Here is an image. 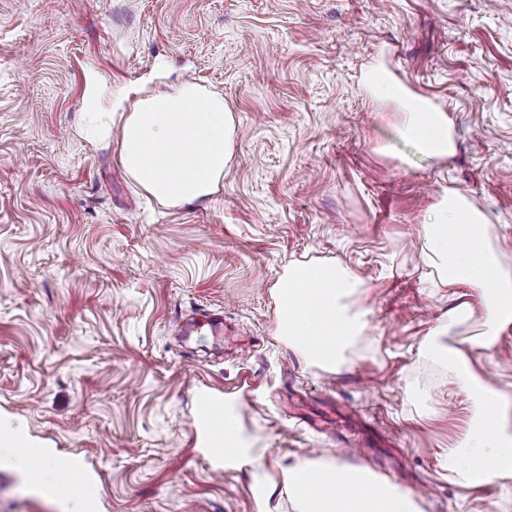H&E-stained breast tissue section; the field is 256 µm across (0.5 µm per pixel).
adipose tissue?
Segmentation results:
<instances>
[{"label":"adipose tissue","instance_id":"ef3b65f1","mask_svg":"<svg viewBox=\"0 0 512 512\" xmlns=\"http://www.w3.org/2000/svg\"><path fill=\"white\" fill-rule=\"evenodd\" d=\"M402 138L428 158L455 152L444 112H405ZM234 120L223 98L186 84L141 97L122 124L119 155L135 182L159 201L191 205L215 193L233 147ZM425 265L443 288H467L470 301L452 309L455 319L483 314L480 349L490 350L499 332L512 326V274L499 266L480 214L461 196L444 195L425 226ZM361 279L336 263L288 262L279 278L277 335L288 338L310 362L333 368L346 348L369 333L365 312L347 300ZM428 354L451 365L457 384L480 406L465 437L447 450L449 468L480 486L512 476V404L488 387L459 350L430 341ZM297 512H421L409 489L378 479L365 467L315 458L285 468Z\"/></svg>","mask_w":512,"mask_h":512}]
</instances>
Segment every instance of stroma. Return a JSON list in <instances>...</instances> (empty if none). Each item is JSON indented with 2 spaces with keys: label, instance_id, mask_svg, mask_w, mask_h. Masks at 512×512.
I'll return each instance as SVG.
<instances>
[{
  "label": "stroma",
  "instance_id": "1",
  "mask_svg": "<svg viewBox=\"0 0 512 512\" xmlns=\"http://www.w3.org/2000/svg\"><path fill=\"white\" fill-rule=\"evenodd\" d=\"M449 115L447 162L398 132L371 67ZM120 125L137 89L193 84L234 117L216 193L176 207L139 188L117 136L79 123L89 83ZM464 193L512 272V0H0V427L80 452L97 512H297L282 470L320 456L421 496L423 512H512V477L472 488L446 451L472 395L425 351L461 350L512 400V327L478 348L481 313L421 262L445 191ZM364 282L368 338L336 369L275 334L284 264ZM224 343L183 340L195 308ZM209 391L262 449L216 469L192 417ZM0 447V512H79ZM204 327H208L211 336H222L224 333L223 312L218 309H204L203 313L196 314L185 322L181 335L189 339L201 332Z\"/></svg>",
  "mask_w": 512,
  "mask_h": 512
}]
</instances>
